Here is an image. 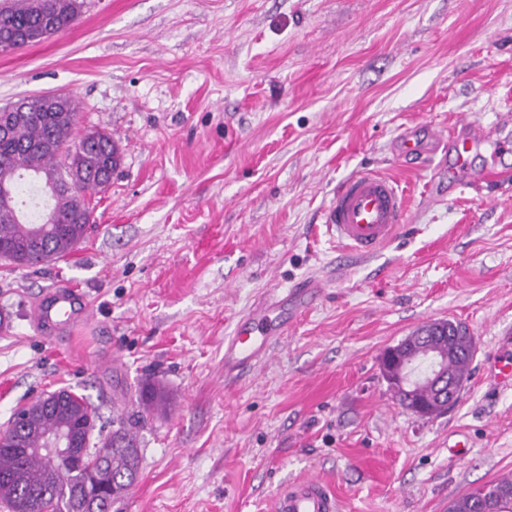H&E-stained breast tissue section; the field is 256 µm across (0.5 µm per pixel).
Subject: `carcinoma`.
I'll return each instance as SVG.
<instances>
[{
    "label": "carcinoma",
    "instance_id": "obj_1",
    "mask_svg": "<svg viewBox=\"0 0 512 512\" xmlns=\"http://www.w3.org/2000/svg\"><path fill=\"white\" fill-rule=\"evenodd\" d=\"M82 9L80 0H0V44L11 50L37 43L69 29ZM12 111L0 112V186L19 190L21 176L40 174L62 180L61 154L50 145L69 142L79 146L71 163L85 172L83 190L99 188L97 175L112 171L120 163V152L112 137L102 131L75 136L79 105L64 97L58 103L42 106L35 97H25L10 104ZM47 224L44 248L24 256L17 252L27 245L34 224ZM92 224V211L79 224L73 218L70 196L61 190L52 203L50 216H26L17 203L6 199L0 204V253L18 257L16 266L33 267L49 258L68 252L84 239ZM440 350L448 354L454 379H468V339L448 341L439 338ZM99 415L82 395H68L53 409H33L23 441L27 448L41 446V438L61 427H79L81 447L75 449L77 462L58 463L49 455L25 454L13 447L12 438L0 440V502L9 512H80L86 503L84 489L94 481L100 488L96 512H109L112 486L127 487L136 479L139 448L129 425L117 421L112 434L92 444L89 436ZM497 492L496 512H512V477L488 484Z\"/></svg>",
    "mask_w": 512,
    "mask_h": 512
}]
</instances>
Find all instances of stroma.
<instances>
[{
  "instance_id": "stroma-1",
  "label": "stroma",
  "mask_w": 512,
  "mask_h": 512,
  "mask_svg": "<svg viewBox=\"0 0 512 512\" xmlns=\"http://www.w3.org/2000/svg\"><path fill=\"white\" fill-rule=\"evenodd\" d=\"M44 93L74 97L76 134H109L121 163L70 254L0 260V426L62 387L128 421L141 461L112 512H272L312 474L342 512H449L512 473V388L490 369L512 337V153L470 151L452 183L447 154L398 151L416 127L512 110V0H84L68 30L0 54V107ZM362 170L408 198L368 258L323 220ZM312 275L286 338L225 378L237 319ZM61 283L92 312L47 338L33 309ZM431 320L466 325L476 353L456 402L421 418L379 359ZM146 381L167 394L151 413Z\"/></svg>"
}]
</instances>
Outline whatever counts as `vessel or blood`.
<instances>
[{
  "label": "vessel or blood",
  "mask_w": 512,
  "mask_h": 512,
  "mask_svg": "<svg viewBox=\"0 0 512 512\" xmlns=\"http://www.w3.org/2000/svg\"><path fill=\"white\" fill-rule=\"evenodd\" d=\"M453 141L431 135L419 142L403 139L401 147L408 152L438 150L451 145L456 155H463L472 135L481 129L479 121H467ZM407 214L405 196L396 181L370 171L356 173L346 179L325 213L327 230L337 243L360 256L373 255L393 239L401 229ZM317 280L305 281L301 289L282 295L263 296L234 325L224 339V374L231 377L255 367L265 359L272 346L284 334L286 325L276 315L289 303L315 293ZM89 307L80 293L68 285L53 288L47 299L36 305L33 319L36 327L47 335L66 334L85 319ZM335 492L315 475L282 484L275 496V512H338Z\"/></svg>",
  "instance_id": "b4317fda"
}]
</instances>
